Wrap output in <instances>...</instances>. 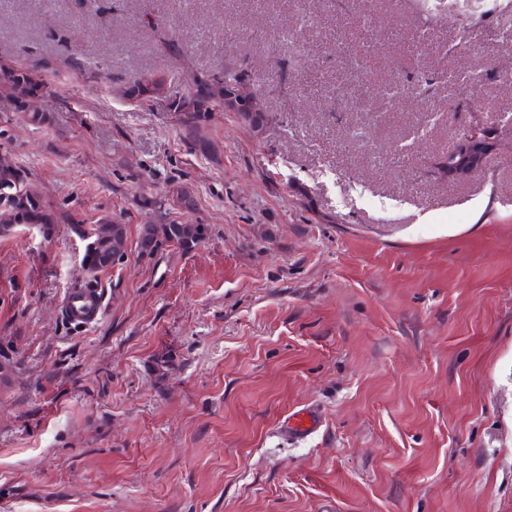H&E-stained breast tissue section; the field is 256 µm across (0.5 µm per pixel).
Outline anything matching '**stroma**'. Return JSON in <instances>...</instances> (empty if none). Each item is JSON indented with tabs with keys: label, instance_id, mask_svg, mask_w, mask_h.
<instances>
[{
	"label": "stroma",
	"instance_id": "1",
	"mask_svg": "<svg viewBox=\"0 0 512 512\" xmlns=\"http://www.w3.org/2000/svg\"><path fill=\"white\" fill-rule=\"evenodd\" d=\"M505 32L496 0H0V64L45 83L40 124L0 94V160L59 219L0 236V512H512V133L443 171L512 115ZM244 62L263 135L217 110L197 147L179 100ZM101 219L126 262L83 328L70 227ZM173 221L210 236L141 254ZM502 122L512 128V117L495 114L491 126H471L464 136L458 138L453 149L448 152V159H453L452 162H448V176L470 178L481 173L485 167L488 153L486 145L490 143L491 129ZM62 306L70 320L90 326L101 316L103 301L98 290L82 288L67 294ZM320 425V414L313 409L305 408L290 414L280 429L289 439L300 440L314 433Z\"/></svg>",
	"mask_w": 512,
	"mask_h": 512
}]
</instances>
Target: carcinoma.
Segmentation results:
<instances>
[{"label": "carcinoma", "mask_w": 512, "mask_h": 512, "mask_svg": "<svg viewBox=\"0 0 512 512\" xmlns=\"http://www.w3.org/2000/svg\"><path fill=\"white\" fill-rule=\"evenodd\" d=\"M44 87L40 79L30 71L12 66L0 67V88L8 92L23 109L26 99ZM194 101L202 106L210 100L211 86L209 81L193 83ZM238 119L254 134H260L267 125V117L260 113L236 111ZM209 113L184 112L179 117L181 127L192 137L208 119ZM57 223L52 211L44 205L37 188L26 175L11 167H0V235L6 236L19 227L26 230H49ZM112 226L105 224H76L74 230L84 242L82 263L91 274L109 270L112 265H104L106 255L112 252ZM209 228L205 224H146L141 229L140 247L152 244V249H161L174 245L184 251H191L203 243L208 236Z\"/></svg>", "instance_id": "cac0c4a2"}]
</instances>
